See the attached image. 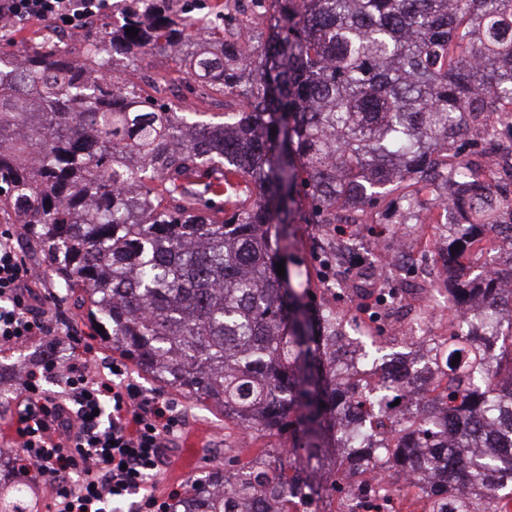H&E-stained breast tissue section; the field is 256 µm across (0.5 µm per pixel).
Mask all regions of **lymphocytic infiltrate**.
Masks as SVG:
<instances>
[{"label":"lymphocytic infiltrate","mask_w":512,"mask_h":512,"mask_svg":"<svg viewBox=\"0 0 512 512\" xmlns=\"http://www.w3.org/2000/svg\"><path fill=\"white\" fill-rule=\"evenodd\" d=\"M111 9V0H0V19L78 26ZM16 238L14 225L0 226V353L36 349L22 374L5 378L0 437L17 471L49 486L47 512H112L135 494L138 512H169L171 498L144 488L165 467L183 414L124 364L98 357L79 325L61 327Z\"/></svg>","instance_id":"f902f5d3"}]
</instances>
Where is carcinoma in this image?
I'll list each match as a JSON object with an SVG mask.
<instances>
[{
    "label": "carcinoma",
    "instance_id": "carcinoma-1",
    "mask_svg": "<svg viewBox=\"0 0 512 512\" xmlns=\"http://www.w3.org/2000/svg\"><path fill=\"white\" fill-rule=\"evenodd\" d=\"M171 2L123 0L122 24L80 62L49 46L24 49L20 64L0 51V211L24 215L46 269L112 350L241 434L288 441L245 478L228 458L170 512H288L301 490L344 491L332 449L367 465L388 447L336 428L343 319L309 296L297 225L334 224L341 203L409 213L421 191L449 182L448 266L488 233L512 232V181L482 186L477 159L479 139L512 115V0H257L270 13L262 42L248 22L226 37L221 0L196 38ZM169 47L195 100L224 96L222 120L117 78L124 58ZM472 124L473 139L458 141ZM209 194L231 214H208ZM503 279L512 258L448 276L445 291L496 304ZM470 320L450 347L487 369ZM445 396L466 418L454 447L493 449L467 462L441 448L452 482L500 496L512 485V392L461 379ZM438 434L408 429L395 471L414 475L417 449Z\"/></svg>",
    "mask_w": 512,
    "mask_h": 512
}]
</instances>
